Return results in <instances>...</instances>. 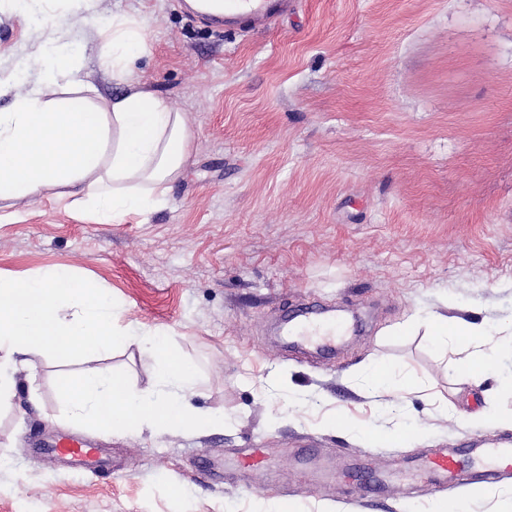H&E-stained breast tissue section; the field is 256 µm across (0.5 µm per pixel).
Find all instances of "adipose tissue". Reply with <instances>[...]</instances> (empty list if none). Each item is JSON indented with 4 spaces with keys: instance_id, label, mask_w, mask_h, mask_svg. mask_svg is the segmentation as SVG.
Wrapping results in <instances>:
<instances>
[{
    "instance_id": "1",
    "label": "adipose tissue",
    "mask_w": 512,
    "mask_h": 512,
    "mask_svg": "<svg viewBox=\"0 0 512 512\" xmlns=\"http://www.w3.org/2000/svg\"><path fill=\"white\" fill-rule=\"evenodd\" d=\"M68 3L85 24L103 28L95 48L98 67L128 90L112 98L99 95L73 69L63 45L45 43L36 56L37 77L9 109L0 110V200L32 199L50 190L57 201L70 202L101 224L148 217L169 205L170 185L183 173L192 134L183 113L137 89L132 79V59L146 48L141 30L118 16L101 23L88 0ZM120 316L107 289L66 269L0 277V405L14 395L18 367L79 358L85 368L60 387L76 420L116 433L223 429V413L192 405L196 372L170 353L165 334L121 326ZM409 322L436 342L464 339L475 345L458 370L463 379L483 382L499 360L512 357V327L500 337L484 323L451 322L434 312ZM130 347L152 363V390L96 367L100 357Z\"/></svg>"
}]
</instances>
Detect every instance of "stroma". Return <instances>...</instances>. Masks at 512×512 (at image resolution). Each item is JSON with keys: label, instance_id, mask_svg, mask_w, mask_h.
<instances>
[{"label": "stroma", "instance_id": "obj_1", "mask_svg": "<svg viewBox=\"0 0 512 512\" xmlns=\"http://www.w3.org/2000/svg\"><path fill=\"white\" fill-rule=\"evenodd\" d=\"M98 15L144 29L141 89L184 112L192 145L171 204L148 221L97 224L42 194L0 201V276L54 265L111 289L122 320L164 331L194 366V406L224 430L112 433L70 419L58 393L80 360L20 371L0 407V512H427L438 493L417 464L441 448L512 438L470 415L495 379L464 380L466 344L401 331L412 314L512 323V0H296L275 28L217 32L172 0H96ZM65 0L38 28L0 0V72L48 40L63 44L102 94L96 34L67 21ZM355 321L340 355L306 360L272 333L296 307ZM390 363L407 444L368 448L362 427L387 418L360 387L361 367ZM100 367L151 389L135 349ZM280 374L308 403L284 416L259 396ZM78 435L110 449L115 475H75L39 444ZM265 463L239 467L250 449ZM216 462L213 471L203 460ZM385 476L370 494L371 476ZM477 486L468 512H512L497 488L461 470L449 495Z\"/></svg>", "mask_w": 512, "mask_h": 512}]
</instances>
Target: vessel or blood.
I'll return each instance as SVG.
<instances>
[{
    "mask_svg": "<svg viewBox=\"0 0 512 512\" xmlns=\"http://www.w3.org/2000/svg\"><path fill=\"white\" fill-rule=\"evenodd\" d=\"M295 0H209L205 9L192 12V19L247 21L251 26H265L292 10ZM340 335L330 321L321 319L317 310H308L303 319L292 320L288 328L289 342L298 348L311 346L319 350L335 348ZM51 453L66 460L77 472H105L109 459L104 449L68 437L50 447ZM468 466L482 482L495 483L512 474V441L472 447L461 451L442 448L427 457L422 472L440 488L450 486L461 466Z\"/></svg>",
    "mask_w": 512,
    "mask_h": 512,
    "instance_id": "vessel-or-blood-1",
    "label": "vessel or blood"
}]
</instances>
